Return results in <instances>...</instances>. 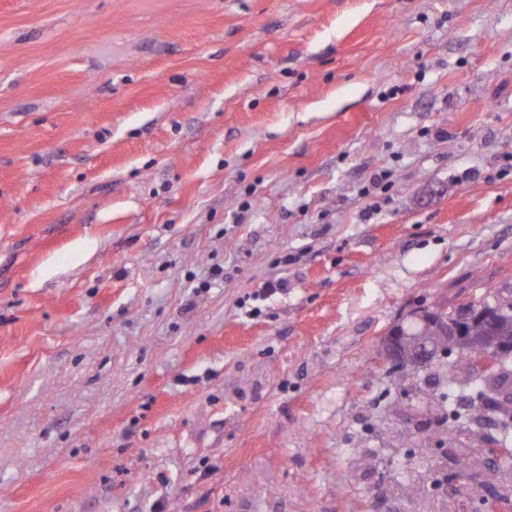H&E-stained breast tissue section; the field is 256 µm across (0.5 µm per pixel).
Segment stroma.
I'll return each mask as SVG.
<instances>
[{"instance_id": "stroma-1", "label": "stroma", "mask_w": 512, "mask_h": 512, "mask_svg": "<svg viewBox=\"0 0 512 512\" xmlns=\"http://www.w3.org/2000/svg\"><path fill=\"white\" fill-rule=\"evenodd\" d=\"M505 284L512 0H0V512H423L380 341Z\"/></svg>"}]
</instances>
